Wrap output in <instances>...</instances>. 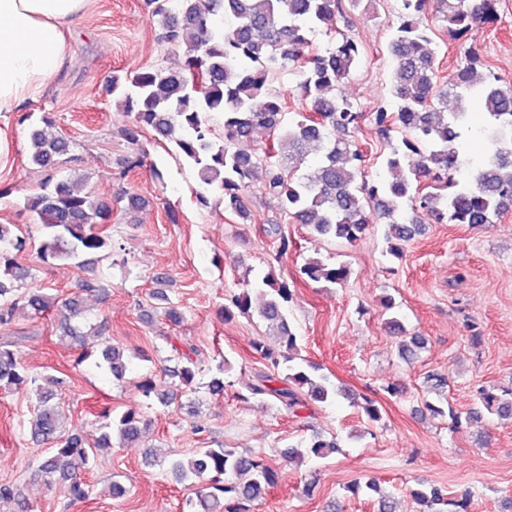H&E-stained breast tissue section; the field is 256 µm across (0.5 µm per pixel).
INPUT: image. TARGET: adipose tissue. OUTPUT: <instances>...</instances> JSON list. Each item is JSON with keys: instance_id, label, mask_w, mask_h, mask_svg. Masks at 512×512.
Returning <instances> with one entry per match:
<instances>
[{"instance_id": "1", "label": "adipose tissue", "mask_w": 512, "mask_h": 512, "mask_svg": "<svg viewBox=\"0 0 512 512\" xmlns=\"http://www.w3.org/2000/svg\"><path fill=\"white\" fill-rule=\"evenodd\" d=\"M88 0H0V113L35 99L65 62L64 29Z\"/></svg>"}]
</instances>
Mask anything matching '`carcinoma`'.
Masks as SVG:
<instances>
[{"mask_svg": "<svg viewBox=\"0 0 512 512\" xmlns=\"http://www.w3.org/2000/svg\"><path fill=\"white\" fill-rule=\"evenodd\" d=\"M399 23L392 32L388 53L392 63L391 104L371 113L380 135L398 132V145L382 159L389 177L366 179V155L353 141L336 139L358 127L362 112L339 88L362 64L363 52L348 33L329 29L330 46L322 53L312 50L317 28L340 12L341 0H147L161 18L159 40L186 55L179 69L154 66L131 74L114 73L108 91L118 98L132 117L125 129L130 143L149 129L157 140L168 142L174 152L196 173L200 189L197 203L203 207L215 200L224 210L250 217L244 190L257 182L262 191L281 202L282 213L305 224L320 237L352 242L369 227V211L384 219L383 235L389 255L402 254V245L420 234L426 218L434 224H491L512 209V88L481 70L483 63L474 46L443 86L437 85L441 46L428 24L435 17L453 41H473L477 33L497 17L499 0H400ZM292 67L305 111L288 116L284 95L274 82L280 70ZM453 96L456 109L446 112L440 101ZM477 107L485 119L486 150L476 172L462 173L457 142L469 127L470 108ZM316 142L323 155L308 173L298 176L305 163L302 149ZM71 141L53 131L51 121L29 131V161L51 169L68 154ZM23 208L40 221L39 252L46 260L73 262L93 252H112V241L101 225L110 222L112 207L77 188L71 176L49 177L41 191L24 198ZM0 328L12 325L18 310L30 318L49 312L60 315L59 327L71 338L86 336L94 325L78 296L60 299L40 288H26L27 268L18 253L27 239L14 224H0ZM299 273L315 282L344 284L349 270L330 265L318 257L308 259ZM262 298L260 316L277 329V346L254 343L266 362L245 385L247 397L268 400L296 413L308 403H327L350 395L337 388L318 367L301 355L300 338L286 317L293 291L288 282L268 270L253 284L225 296L224 316L250 314L252 297ZM171 347L169 360L176 366L168 376L179 379L182 392H197L200 351L192 344ZM426 344L423 336H408L400 346L401 356L416 357ZM11 337L0 338V392H32L37 415L33 439L52 442L38 461L37 471L58 485L72 500L87 501L93 486L82 474L96 463L98 451L112 447V440L131 444L145 431L134 410L115 414L105 408L104 425L92 433L62 434L65 416L52 404L58 383L54 376L35 374L18 362ZM93 361L115 380L124 379L128 361L123 352L108 343L97 352L83 351L77 363ZM231 364L217 366L208 382L214 396L224 394L231 382L224 380ZM147 401L167 406L173 392L151 375L138 382ZM480 404L500 417L512 416V398L487 389L478 392ZM371 422L382 420L376 400H353ZM336 438L312 437L281 454L290 461L325 458L338 451ZM169 472L183 483L197 480L204 491L188 499L182 512H247V503L263 498L276 485L277 476L267 460L243 455L222 445L197 448L171 462ZM412 497L418 512H468L470 501H448L438 486L417 489ZM12 502V512H33L30 503L8 484H0V502Z\"/></svg>", "mask_w": 512, "mask_h": 512, "instance_id": "obj_1", "label": "carcinoma"}]
</instances>
